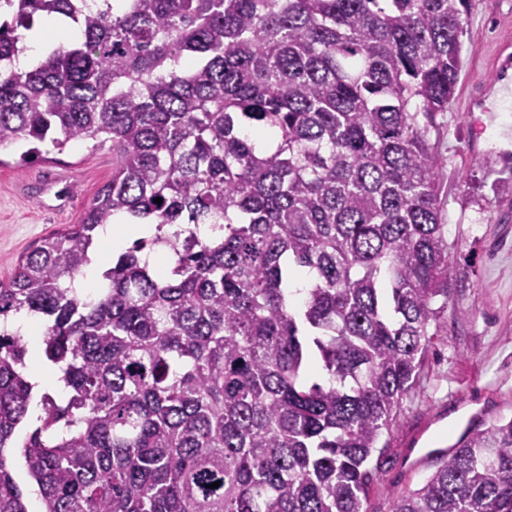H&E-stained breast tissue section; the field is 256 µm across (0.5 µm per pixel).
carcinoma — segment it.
<instances>
[{"mask_svg": "<svg viewBox=\"0 0 512 512\" xmlns=\"http://www.w3.org/2000/svg\"><path fill=\"white\" fill-rule=\"evenodd\" d=\"M470 6L0 0V147L112 142L81 222L0 281V321L43 319L68 393L18 438L27 343L0 328V512H28L17 459L42 512H365L448 311L430 131ZM56 15L72 37L17 69L20 30ZM118 218L155 233L80 291ZM393 512H512V418ZM15 477L22 490L24 491V499L29 512H38L42 510V502L38 490V486L32 480L22 467L15 463Z\"/></svg>", "mask_w": 512, "mask_h": 512, "instance_id": "carcinoma-1", "label": "carcinoma"}]
</instances>
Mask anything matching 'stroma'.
<instances>
[{
  "instance_id": "35a3bbf8",
  "label": "stroma",
  "mask_w": 512,
  "mask_h": 512,
  "mask_svg": "<svg viewBox=\"0 0 512 512\" xmlns=\"http://www.w3.org/2000/svg\"><path fill=\"white\" fill-rule=\"evenodd\" d=\"M455 97L431 130L441 164L440 207L451 288L447 327L427 352L389 438V461L367 512H393L397 495L420 487L433 461L415 463L426 434L450 444L471 410L512 417V112L497 86L512 82V0H471ZM0 148V280L54 232L79 223L112 174L111 142H75L26 164Z\"/></svg>"
}]
</instances>
